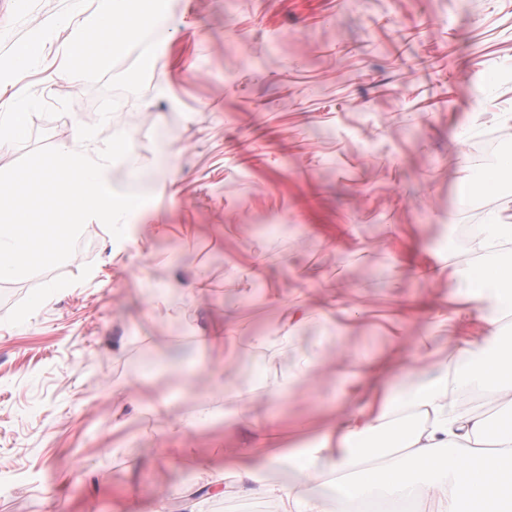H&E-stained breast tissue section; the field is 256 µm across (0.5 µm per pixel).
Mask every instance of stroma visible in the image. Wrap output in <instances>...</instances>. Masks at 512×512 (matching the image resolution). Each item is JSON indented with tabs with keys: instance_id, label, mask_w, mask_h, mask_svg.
I'll use <instances>...</instances> for the list:
<instances>
[{
	"instance_id": "35a3bbf8",
	"label": "stroma",
	"mask_w": 512,
	"mask_h": 512,
	"mask_svg": "<svg viewBox=\"0 0 512 512\" xmlns=\"http://www.w3.org/2000/svg\"><path fill=\"white\" fill-rule=\"evenodd\" d=\"M91 7L0 0V62L63 22L11 89L29 131L0 170L69 140V112L99 124L100 86L59 73L64 22ZM155 40L162 76L121 94L97 136L125 133L143 167L161 163L148 201L122 239L88 228L57 269L0 281V512H186L199 485L202 512H278L211 485L225 449L264 446L235 423L234 388L257 385L281 447L317 441L364 384L360 361L406 357L419 336L447 359L428 312L458 307L448 269L464 250L448 235L472 204L512 223V173L459 198L475 140L512 113V0H171ZM296 288L309 320L288 350L202 348L228 321L265 332ZM332 304L354 321L324 324ZM302 352L319 373L288 382ZM185 419L195 430L172 435Z\"/></svg>"
}]
</instances>
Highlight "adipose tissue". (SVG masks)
<instances>
[{
    "label": "adipose tissue",
    "instance_id": "1",
    "mask_svg": "<svg viewBox=\"0 0 512 512\" xmlns=\"http://www.w3.org/2000/svg\"><path fill=\"white\" fill-rule=\"evenodd\" d=\"M25 104L0 95V150L23 141ZM469 282L464 293L483 320L495 324L512 308V262L476 263L464 257L448 274ZM455 332L449 360H428L414 348L405 367L424 383L404 400L380 385L396 365L376 364L378 383L351 406L318 442L301 450L224 452V492H255L277 501L279 512H347L380 499L397 506L418 501L424 512H512V343L495 334L469 335L465 312L448 316ZM477 387L498 413L457 411L449 396L458 374ZM394 432L395 452L382 455L367 439Z\"/></svg>",
    "mask_w": 512,
    "mask_h": 512
}]
</instances>
